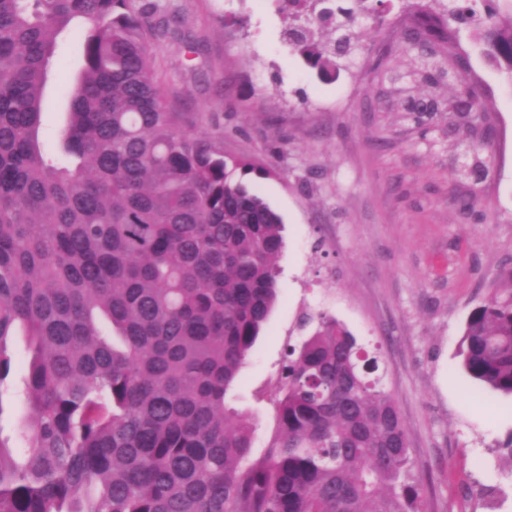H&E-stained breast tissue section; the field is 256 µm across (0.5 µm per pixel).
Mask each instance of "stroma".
Returning <instances> with one entry per match:
<instances>
[{"instance_id":"stroma-1","label":"stroma","mask_w":512,"mask_h":512,"mask_svg":"<svg viewBox=\"0 0 512 512\" xmlns=\"http://www.w3.org/2000/svg\"><path fill=\"white\" fill-rule=\"evenodd\" d=\"M152 2L179 12L154 42L168 96L225 157L255 164L244 180L283 222L279 300L231 400L252 416L256 448L277 428L280 369L306 334L300 320L324 312L381 349L423 512H512V399L478 385L458 354L469 313L512 270V83L462 40L493 128L490 146L474 147L448 110L459 75L444 54L371 30L348 67L322 75L284 40L288 17L271 0ZM184 34L204 45L196 62ZM61 54L68 68L52 70L45 89L49 141L66 121L77 40ZM462 194L471 210L454 206ZM13 353L0 436L15 440L27 415L16 390L26 336Z\"/></svg>"}]
</instances>
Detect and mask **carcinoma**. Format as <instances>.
<instances>
[{"label":"carcinoma","instance_id":"carcinoma-1","mask_svg":"<svg viewBox=\"0 0 512 512\" xmlns=\"http://www.w3.org/2000/svg\"><path fill=\"white\" fill-rule=\"evenodd\" d=\"M308 63L315 0H281ZM136 0H0V387L31 352L20 444L0 437V512H419L421 482L379 356L336 318L287 354L278 426L252 453L228 398L277 301L282 222L192 113L169 100ZM512 80V0L421 4L414 40L457 58L461 15ZM88 26L53 157L40 140L51 60ZM462 133L488 139L470 84ZM462 365L512 396V272L469 314ZM14 363L10 379L15 387L19 386L26 374L27 367V338L22 332L18 333L13 344Z\"/></svg>","mask_w":512,"mask_h":512}]
</instances>
